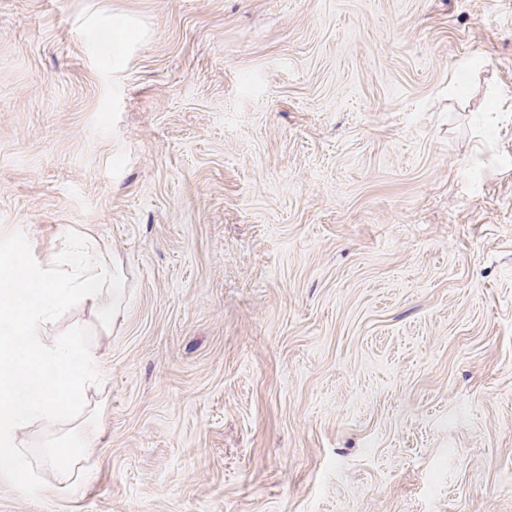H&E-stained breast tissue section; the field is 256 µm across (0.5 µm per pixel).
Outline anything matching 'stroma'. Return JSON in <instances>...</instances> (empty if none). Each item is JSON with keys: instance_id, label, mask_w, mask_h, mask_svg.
<instances>
[{"instance_id": "35a3bbf8", "label": "stroma", "mask_w": 512, "mask_h": 512, "mask_svg": "<svg viewBox=\"0 0 512 512\" xmlns=\"http://www.w3.org/2000/svg\"><path fill=\"white\" fill-rule=\"evenodd\" d=\"M63 228L94 479L0 512H512V0H0V244Z\"/></svg>"}]
</instances>
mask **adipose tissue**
Segmentation results:
<instances>
[{"instance_id": "1", "label": "adipose tissue", "mask_w": 512, "mask_h": 512, "mask_svg": "<svg viewBox=\"0 0 512 512\" xmlns=\"http://www.w3.org/2000/svg\"><path fill=\"white\" fill-rule=\"evenodd\" d=\"M62 239L40 262L29 260L22 235L0 248V476L27 493L44 489L20 441L35 418L50 425L83 412L70 439L50 443L45 464L58 494L92 479L83 462L95 451L98 417L83 408L104 360L81 326L52 342L49 327L72 307L88 308L105 328L122 312L119 277L98 238L66 232Z\"/></svg>"}]
</instances>
